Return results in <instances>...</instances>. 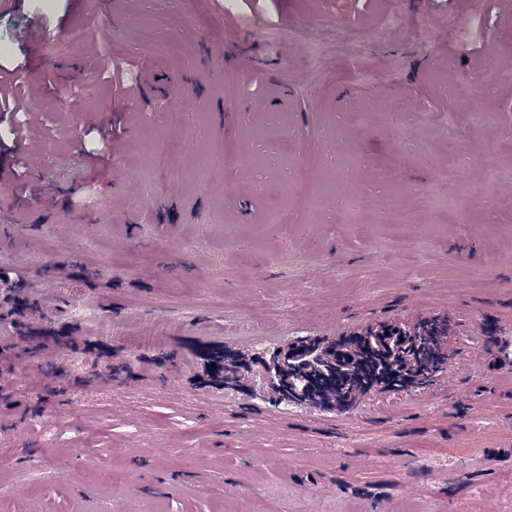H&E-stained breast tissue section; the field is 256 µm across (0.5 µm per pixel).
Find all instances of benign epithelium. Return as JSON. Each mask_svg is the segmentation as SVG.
Returning a JSON list of instances; mask_svg holds the SVG:
<instances>
[{"label":"benign epithelium","mask_w":512,"mask_h":512,"mask_svg":"<svg viewBox=\"0 0 512 512\" xmlns=\"http://www.w3.org/2000/svg\"><path fill=\"white\" fill-rule=\"evenodd\" d=\"M448 321L429 316L382 322L341 336H302L272 349L223 347L197 376L203 386L225 388L273 407L347 412L379 391L409 393L444 378Z\"/></svg>","instance_id":"1"}]
</instances>
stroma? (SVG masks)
Returning a JSON list of instances; mask_svg holds the SVG:
<instances>
[{
    "label": "stroma",
    "mask_w": 512,
    "mask_h": 512,
    "mask_svg": "<svg viewBox=\"0 0 512 512\" xmlns=\"http://www.w3.org/2000/svg\"><path fill=\"white\" fill-rule=\"evenodd\" d=\"M104 55L168 95L125 96ZM0 67L30 99L0 117V512H512V180L489 176L512 166V0H11ZM260 134L312 187L226 175L225 141ZM431 315L447 377L354 411L196 382L202 345Z\"/></svg>",
    "instance_id": "35a3bbf8"
}]
</instances>
